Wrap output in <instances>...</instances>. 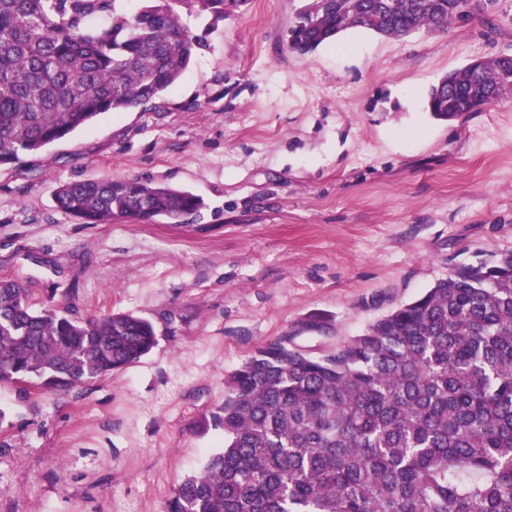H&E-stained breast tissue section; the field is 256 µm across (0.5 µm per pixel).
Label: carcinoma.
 Returning <instances> with one entry per match:
<instances>
[{"mask_svg":"<svg viewBox=\"0 0 512 512\" xmlns=\"http://www.w3.org/2000/svg\"><path fill=\"white\" fill-rule=\"evenodd\" d=\"M0 0V167L36 156L107 112L174 87L213 29L249 0ZM473 0H303L291 46L310 52L358 27L386 37L472 17ZM111 14L92 28L88 20ZM512 84L499 54L429 93L440 120ZM59 208L98 224L197 212L187 191L138 179L61 184ZM156 344L132 314L33 310L0 280V385L66 389L137 363ZM224 450L167 512H512V252L440 279L332 350L291 336L259 346L224 380Z\"/></svg>","mask_w":512,"mask_h":512,"instance_id":"cac0c4a2","label":"carcinoma"}]
</instances>
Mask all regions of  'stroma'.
<instances>
[{
  "mask_svg": "<svg viewBox=\"0 0 512 512\" xmlns=\"http://www.w3.org/2000/svg\"><path fill=\"white\" fill-rule=\"evenodd\" d=\"M301 0H249L160 100L0 168V279L36 308L151 319L139 362L64 391L0 385V512H167L224 444V378L288 334L336 348L457 268L512 251V95L451 121L449 72L512 54V0L405 38L366 28L302 53ZM190 191L181 222L87 224L65 182ZM318 322L310 330V322Z\"/></svg>",
  "mask_w": 512,
  "mask_h": 512,
  "instance_id": "1",
  "label": "stroma"
}]
</instances>
